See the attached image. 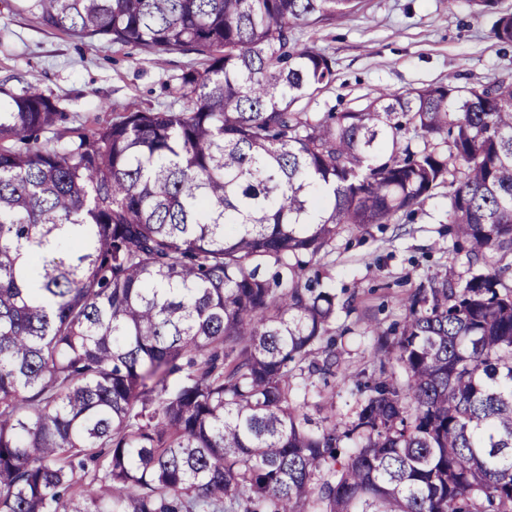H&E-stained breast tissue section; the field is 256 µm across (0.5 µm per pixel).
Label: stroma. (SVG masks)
Masks as SVG:
<instances>
[{
  "label": "stroma",
  "instance_id": "1",
  "mask_svg": "<svg viewBox=\"0 0 512 512\" xmlns=\"http://www.w3.org/2000/svg\"><path fill=\"white\" fill-rule=\"evenodd\" d=\"M512 13V0L475 16L467 0H362L336 24L299 30V39L334 63L331 86L303 100L310 112L360 106L378 88L406 92L456 78L477 86L512 77V47L492 35L497 18ZM196 55L151 56L105 39H79L11 11L0 0V83L33 84L60 98L71 127L110 122L113 108L163 109L172 88ZM448 190L438 188L414 219L396 217L337 236L334 249L317 260L326 287L336 291L335 378L315 379L317 396L306 411L319 425L343 417L353 404L342 374H372L379 360L373 327L401 320L402 302L437 274L466 277L464 255L453 253L448 235Z\"/></svg>",
  "mask_w": 512,
  "mask_h": 512
}]
</instances>
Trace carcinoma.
Wrapping results in <instances>:
<instances>
[{"label":"carcinoma","instance_id":"1","mask_svg":"<svg viewBox=\"0 0 512 512\" xmlns=\"http://www.w3.org/2000/svg\"><path fill=\"white\" fill-rule=\"evenodd\" d=\"M359 4L13 0L200 64L90 130L0 85V512H512V79L299 109L334 66L298 29ZM439 187L469 276L371 329L379 373L313 427L336 373L313 263Z\"/></svg>","mask_w":512,"mask_h":512}]
</instances>
